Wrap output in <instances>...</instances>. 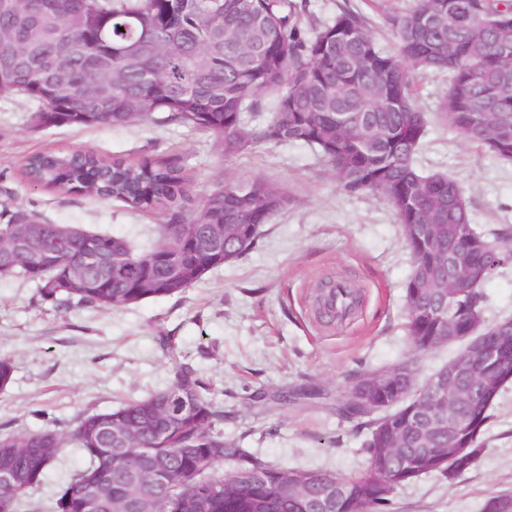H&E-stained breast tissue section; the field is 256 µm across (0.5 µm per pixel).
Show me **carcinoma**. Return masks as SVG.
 Returning a JSON list of instances; mask_svg holds the SVG:
<instances>
[{"instance_id":"carcinoma-1","label":"carcinoma","mask_w":512,"mask_h":512,"mask_svg":"<svg viewBox=\"0 0 512 512\" xmlns=\"http://www.w3.org/2000/svg\"><path fill=\"white\" fill-rule=\"evenodd\" d=\"M457 2L415 0L406 11L385 13L398 41L390 53L355 12L343 11L306 35L295 0H224V19L217 22L188 11L187 0H39L19 15L0 12V93L37 103L44 127L122 125L158 113L160 123L215 136L226 158L261 144L317 149L345 191L386 198L403 226L412 256L404 285L407 332L418 355L438 347L448 310L466 326L472 302L484 307L485 283L512 263V238L498 231L497 257L470 255L485 269L473 293L449 300L426 285L428 275L448 276L455 244L486 234L472 223L456 179L415 166L428 131L416 72L449 76L443 118L466 142L512 163V34L505 37L498 27L503 18L512 21V0H467L463 13ZM135 15L157 20L150 46L133 67L112 61L105 78L99 59L143 39ZM266 90L279 95L262 120L257 96ZM25 175L167 217L161 237L140 249L1 203V248H11L29 228L40 241L11 264L0 261V277L35 282L42 299L58 307L112 310L179 295L254 248L261 226L287 204L277 186L246 179L217 186L189 213L182 206L188 200L182 166L171 158L132 164L89 151L36 154ZM214 224L227 225L231 238L206 247ZM355 303L351 286L319 284L321 316L342 319ZM510 382L512 344L486 367L476 401H459L448 420L434 421L424 386L400 376L373 378L383 415L336 409L366 430V469L342 476L278 466L224 438L214 429L224 411L208 396V384L178 361L168 386L86 415L68 432L0 436V472L14 477L0 488V512H25L27 490L71 444L87 464L59 490L53 512H255L258 502L270 512H313L305 501L285 498L284 472L337 483L327 512H391L396 488L428 476L453 484L477 465L492 406ZM185 388L192 406L180 413L176 395ZM390 444L395 453L386 459L379 450Z\"/></svg>"}]
</instances>
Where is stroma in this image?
<instances>
[{"label":"stroma","mask_w":512,"mask_h":512,"mask_svg":"<svg viewBox=\"0 0 512 512\" xmlns=\"http://www.w3.org/2000/svg\"><path fill=\"white\" fill-rule=\"evenodd\" d=\"M297 2L308 23L344 10L363 14L391 52L396 43L382 14L406 10L413 0ZM417 89L430 120L418 169L460 180L471 219L482 230L512 225V165L464 142L441 116L446 76L420 75ZM76 149L130 163L177 159L195 205L215 183L241 178L276 184L288 204L261 226L255 248L174 297L112 310L64 309L43 301L35 282L0 278V357L14 366L11 385L0 391V435L68 431L81 416L166 386L176 357L209 383L211 397L224 407L215 428L239 447L283 467L361 472V438L354 422L337 416L336 395L354 372L412 355L404 290L411 254L389 202L346 192L328 162L306 145H259L228 159L207 132L151 119L43 128L34 104L0 94V202L50 224L155 240L165 221L161 212L27 182L31 155ZM328 280L350 282L361 293L359 308L344 322L327 324L315 314L316 287ZM484 292L487 321L512 318V264L499 268ZM164 332L175 338V356L159 345ZM484 440L480 461L456 484L424 477L400 486L393 512H480L489 496L512 494V385L496 400ZM83 464L76 447L66 448L28 491L29 512H52L57 491Z\"/></svg>","instance_id":"35a3bbf8"}]
</instances>
